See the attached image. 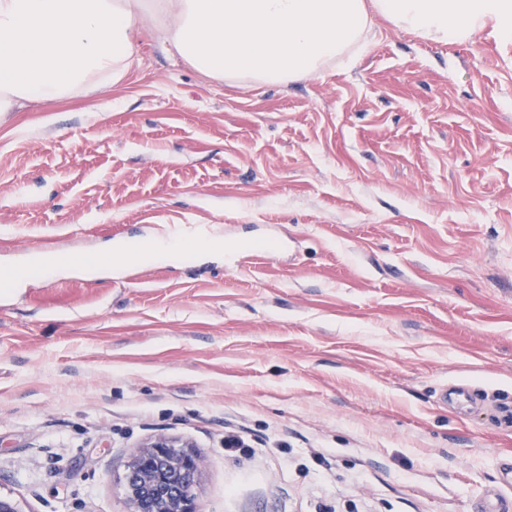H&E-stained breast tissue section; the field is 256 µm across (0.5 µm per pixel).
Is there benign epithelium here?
Wrapping results in <instances>:
<instances>
[{
    "label": "benign epithelium",
    "mask_w": 512,
    "mask_h": 512,
    "mask_svg": "<svg viewBox=\"0 0 512 512\" xmlns=\"http://www.w3.org/2000/svg\"><path fill=\"white\" fill-rule=\"evenodd\" d=\"M184 447L159 435L134 452L125 474L129 512H201L194 493L201 460Z\"/></svg>",
    "instance_id": "benign-epithelium-1"
}]
</instances>
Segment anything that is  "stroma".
<instances>
[{
  "mask_svg": "<svg viewBox=\"0 0 512 512\" xmlns=\"http://www.w3.org/2000/svg\"><path fill=\"white\" fill-rule=\"evenodd\" d=\"M139 56L109 93L0 114V267L74 258L0 282V494L128 512L131 455L166 435L202 512L512 496V41L382 21L247 88ZM184 218L219 235L193 262L105 264Z\"/></svg>",
  "mask_w": 512,
  "mask_h": 512,
  "instance_id": "1",
  "label": "stroma"
}]
</instances>
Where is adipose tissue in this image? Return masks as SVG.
<instances>
[{
    "label": "adipose tissue",
    "mask_w": 512,
    "mask_h": 512,
    "mask_svg": "<svg viewBox=\"0 0 512 512\" xmlns=\"http://www.w3.org/2000/svg\"><path fill=\"white\" fill-rule=\"evenodd\" d=\"M379 17L434 41L512 40V0H0V113L119 84L141 19L204 78L288 84L365 47Z\"/></svg>",
    "instance_id": "obj_1"
}]
</instances>
